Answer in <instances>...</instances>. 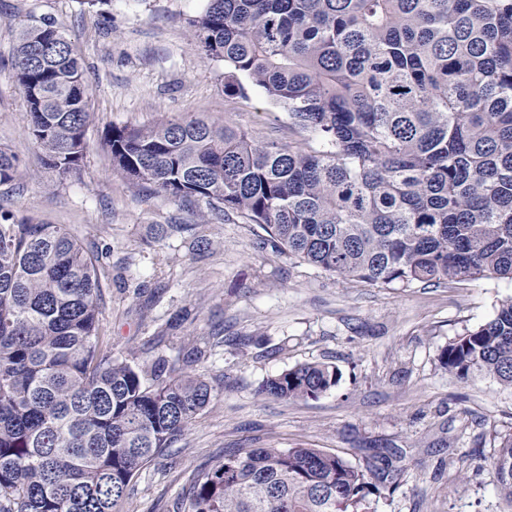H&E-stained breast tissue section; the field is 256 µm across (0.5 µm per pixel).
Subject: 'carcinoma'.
<instances>
[{
    "label": "carcinoma",
    "mask_w": 512,
    "mask_h": 512,
    "mask_svg": "<svg viewBox=\"0 0 512 512\" xmlns=\"http://www.w3.org/2000/svg\"><path fill=\"white\" fill-rule=\"evenodd\" d=\"M195 46L321 148L257 141L205 117L106 133L113 169L175 202L259 227L263 247L384 288L512 281V0H208ZM14 76L44 165L80 170L84 69L50 23L18 36ZM19 159L0 149V184ZM99 253L58 224L0 213V512H114L139 471L215 397L159 356L112 352L98 328ZM461 380L512 388V297L448 343ZM298 365L260 386L288 401L336 387ZM512 501V436L490 458ZM397 473L320 448H230L199 464L178 512H372Z\"/></svg>",
    "instance_id": "obj_1"
}]
</instances>
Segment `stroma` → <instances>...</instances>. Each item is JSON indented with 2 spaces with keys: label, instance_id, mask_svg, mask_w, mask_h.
I'll list each match as a JSON object with an SVG mask.
<instances>
[{
  "label": "stroma",
  "instance_id": "obj_1",
  "mask_svg": "<svg viewBox=\"0 0 512 512\" xmlns=\"http://www.w3.org/2000/svg\"><path fill=\"white\" fill-rule=\"evenodd\" d=\"M206 0H0V149L20 167L0 185V208L60 224L86 248H110L99 271V328L113 352L174 360L204 350L194 370L216 396L185 434L141 470L121 512H173L193 469L226 448L299 444L364 466L381 448L399 469L376 512H512L485 459L512 433V389L486 377L464 382L440 354L488 321L512 282L479 279L441 287L379 288L258 245L257 226L235 213L207 216L132 184L104 145L112 126L147 127L203 116L259 138L317 147L288 129L285 111L259 87L224 93V64L193 44ZM52 21L84 69L91 121L80 171L46 167L26 132V102L13 77L21 28ZM166 224H194L207 240L189 250ZM327 363L338 385L315 399L258 396L268 378Z\"/></svg>",
  "mask_w": 512,
  "mask_h": 512
}]
</instances>
